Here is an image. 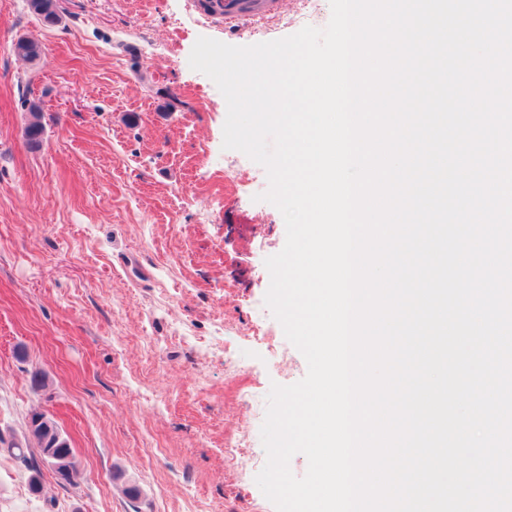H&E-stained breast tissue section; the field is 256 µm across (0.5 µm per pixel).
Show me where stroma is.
<instances>
[{
    "label": "stroma",
    "instance_id": "1",
    "mask_svg": "<svg viewBox=\"0 0 512 512\" xmlns=\"http://www.w3.org/2000/svg\"><path fill=\"white\" fill-rule=\"evenodd\" d=\"M43 25L0 0V512H275L227 438L265 456V411L248 389L302 380L238 332L263 322L266 258L282 214L234 193L224 97L189 56L198 38L253 44L188 17L185 0H63ZM183 30L173 34L172 19ZM41 42L36 64L13 42ZM44 101L41 149L24 141L23 82ZM216 342L199 352L173 332ZM242 355L224 365L223 345ZM46 373L33 389L30 373ZM39 411L69 438L73 483L40 469V490L9 452ZM137 495H128V488Z\"/></svg>",
    "mask_w": 512,
    "mask_h": 512
}]
</instances>
